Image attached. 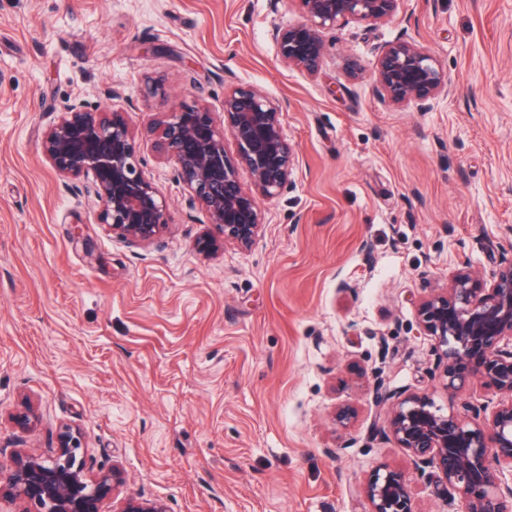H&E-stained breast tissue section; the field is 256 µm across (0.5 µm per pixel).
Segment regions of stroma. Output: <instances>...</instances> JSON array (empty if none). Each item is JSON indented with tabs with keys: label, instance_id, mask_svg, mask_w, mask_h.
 I'll list each match as a JSON object with an SVG mask.
<instances>
[{
	"label": "stroma",
	"instance_id": "1",
	"mask_svg": "<svg viewBox=\"0 0 512 512\" xmlns=\"http://www.w3.org/2000/svg\"><path fill=\"white\" fill-rule=\"evenodd\" d=\"M304 20L297 0H0V462L51 455L69 425L91 471L123 472L105 512H367L385 467L414 512H452L406 449L369 438L387 417L371 384L447 408L415 303L512 256V0H399L326 30L315 76L271 37ZM399 37L438 58L448 97L382 98L376 49ZM232 85L282 106L297 163L253 245L207 258L208 217L147 130L184 102L221 112ZM109 87L167 203L149 246L107 232L44 152L65 104L106 106ZM25 396L30 432L12 420Z\"/></svg>",
	"mask_w": 512,
	"mask_h": 512
}]
</instances>
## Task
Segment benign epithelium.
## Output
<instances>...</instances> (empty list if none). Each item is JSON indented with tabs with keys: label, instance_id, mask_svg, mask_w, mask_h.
I'll use <instances>...</instances> for the list:
<instances>
[{
	"label": "benign epithelium",
	"instance_id": "1",
	"mask_svg": "<svg viewBox=\"0 0 512 512\" xmlns=\"http://www.w3.org/2000/svg\"><path fill=\"white\" fill-rule=\"evenodd\" d=\"M306 21L273 29L281 60L301 71L320 72L323 30L339 23L385 22L399 0H298ZM379 93L392 105L426 102L451 92L448 74L416 41L385 43L374 62ZM223 122L200 103H184L151 129L157 155L174 163L175 179L206 212L220 238L197 239L209 256L226 244L250 247L263 226L260 200L278 196L291 181L294 149L282 113L260 90L234 87L224 92ZM230 135L237 157L228 156ZM44 149L65 178L92 177L101 202L100 223L131 244H151L167 224V204L141 169L124 113L91 110L82 101L64 108L46 131ZM245 168L251 178L243 184ZM420 331L433 339L448 392V411L426 393L392 392L378 383L373 398L388 406L384 426L372 423L369 436L395 441L410 453L419 478L438 474L442 493L462 501L461 512H512V258L488 278L465 265L448 283L420 298ZM479 378L500 395L492 408L456 403L469 379ZM37 417L24 402L13 415L15 427L32 430ZM79 431L65 427L54 454L44 458L23 449L0 464V502L15 512H102L123 482L114 466L96 473L86 467ZM364 494L368 512H413L411 485L404 475L375 473ZM119 512H167L160 501L128 498Z\"/></svg>",
	"mask_w": 512,
	"mask_h": 512
}]
</instances>
